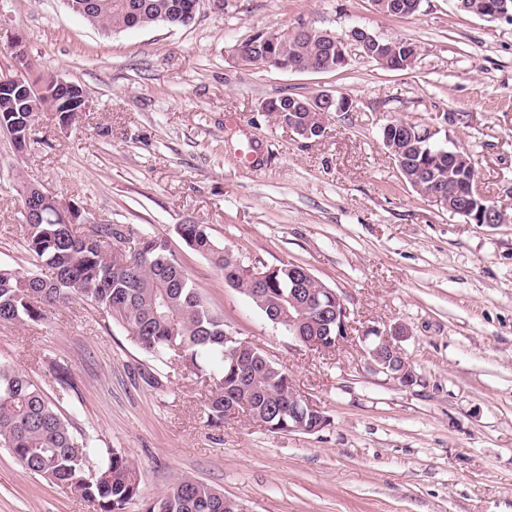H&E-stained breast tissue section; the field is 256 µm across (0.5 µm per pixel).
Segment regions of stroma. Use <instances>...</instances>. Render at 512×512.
<instances>
[{
	"mask_svg": "<svg viewBox=\"0 0 512 512\" xmlns=\"http://www.w3.org/2000/svg\"><path fill=\"white\" fill-rule=\"evenodd\" d=\"M343 37L355 27L418 47L392 71L351 55L342 69L295 73L238 56L263 31L299 25ZM34 71L86 88L91 112L62 128L41 113L17 152L0 134V264L26 273L17 189L46 186L89 216L166 238L208 307L285 369L328 417L322 430L274 433L204 414L207 374L151 363L131 331L74 300L45 320L0 324V361L35 380L94 447L121 449L142 500L189 477L249 512H512V220L477 224L405 183L381 140L402 119L436 126L466 153L479 184L512 217V21L455 0L394 17L372 0H201L183 27L103 32L66 0H0V69L10 34ZM283 93L352 101L305 139L263 109ZM207 225L244 264L293 262L337 291L346 339L305 347L224 282L176 234ZM402 326L417 380L373 372L362 334ZM77 379L62 391L48 372ZM154 365L159 383L139 371ZM0 512H96L0 448Z\"/></svg>",
	"mask_w": 512,
	"mask_h": 512,
	"instance_id": "obj_1",
	"label": "stroma"
}]
</instances>
